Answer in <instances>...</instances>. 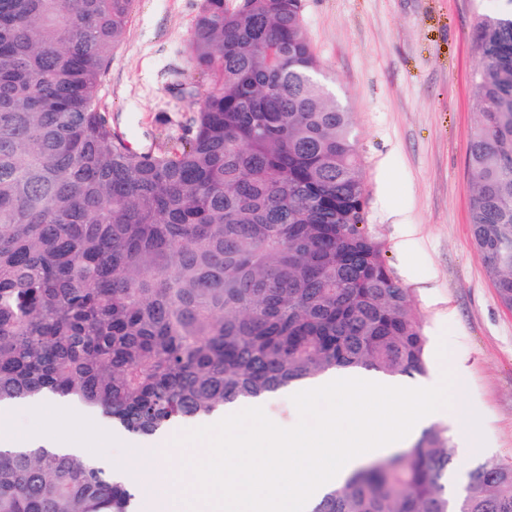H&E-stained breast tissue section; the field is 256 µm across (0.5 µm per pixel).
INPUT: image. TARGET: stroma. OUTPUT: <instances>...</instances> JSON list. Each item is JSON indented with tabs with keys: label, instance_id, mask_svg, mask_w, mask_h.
<instances>
[{
	"label": "stroma",
	"instance_id": "obj_1",
	"mask_svg": "<svg viewBox=\"0 0 512 512\" xmlns=\"http://www.w3.org/2000/svg\"><path fill=\"white\" fill-rule=\"evenodd\" d=\"M202 0H137L99 97L113 127L136 147L183 135L191 107L179 90L207 81L189 44ZM512 0H304L303 29L320 78L353 114L367 185L365 224L382 241L392 276L407 289L428 339L426 380L450 370L458 388L437 416L460 471L512 459V311L501 307L471 246L467 156L477 120L473 93L478 16ZM415 224L398 249V217ZM17 436L56 439L54 406H11ZM86 416L94 455L124 463L126 432Z\"/></svg>",
	"mask_w": 512,
	"mask_h": 512
}]
</instances>
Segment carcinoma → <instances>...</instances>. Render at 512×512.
I'll return each mask as SVG.
<instances>
[{
  "label": "carcinoma",
  "mask_w": 512,
  "mask_h": 512,
  "mask_svg": "<svg viewBox=\"0 0 512 512\" xmlns=\"http://www.w3.org/2000/svg\"><path fill=\"white\" fill-rule=\"evenodd\" d=\"M135 0H0V405L77 400L137 437L336 369L427 371L364 230L352 113L318 80L303 0H203L187 134L137 150L99 91ZM471 243L512 310V15L474 28ZM448 428L312 512H512V460L448 493ZM96 458L0 450V512H137Z\"/></svg>",
  "instance_id": "carcinoma-1"
}]
</instances>
